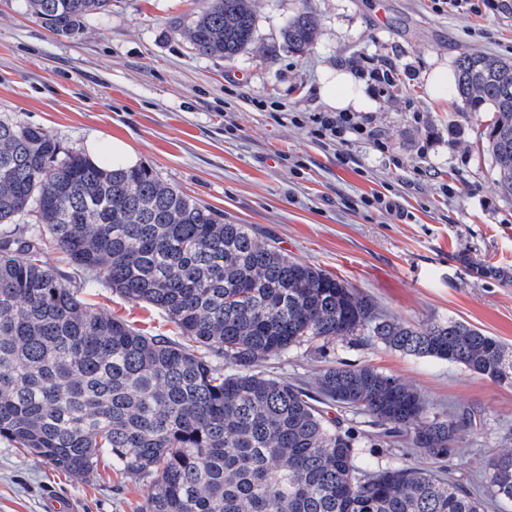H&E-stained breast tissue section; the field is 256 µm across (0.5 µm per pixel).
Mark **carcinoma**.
I'll list each match as a JSON object with an SVG mask.
<instances>
[{"label": "carcinoma", "instance_id": "1", "mask_svg": "<svg viewBox=\"0 0 512 512\" xmlns=\"http://www.w3.org/2000/svg\"><path fill=\"white\" fill-rule=\"evenodd\" d=\"M187 23L194 50L234 59L252 44V0H204ZM57 36L111 12L112 0H22ZM320 34L299 11L281 28L302 53ZM455 94L493 114L488 148L512 196V60L465 53ZM52 244L79 287L47 260ZM102 282L164 312L179 339L151 335L79 296ZM368 336L512 387V345L456 320L412 324L320 267L257 240L251 225L152 169L97 165L49 130L0 119V439L79 479L99 456L146 482L140 512H486L512 501V451L485 466L478 495L417 464L376 468L362 443L404 437L420 457L458 446L467 417L432 411L370 366L331 365L315 386L266 362L305 343ZM373 418L369 434L338 409Z\"/></svg>", "mask_w": 512, "mask_h": 512}]
</instances>
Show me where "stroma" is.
Wrapping results in <instances>:
<instances>
[{
	"mask_svg": "<svg viewBox=\"0 0 512 512\" xmlns=\"http://www.w3.org/2000/svg\"><path fill=\"white\" fill-rule=\"evenodd\" d=\"M254 42L239 57L202 58L175 26L200 0H112L106 17L60 37L0 0V115L51 130L67 148L90 134L133 146L143 166L221 214L252 225L292 258L321 267L380 311L418 324L456 319L512 343V282L475 264L512 271V197L497 186L484 131L487 112L457 97L432 101L423 73L466 52L512 57V10L483 18L435 11L433 0H253ZM321 21L306 52L280 28L302 8ZM365 83L385 148L337 147L313 134L327 111L322 72L336 65ZM393 66L396 87L375 69ZM381 195L391 209L367 205ZM104 312L173 335L158 310L99 284ZM371 366L417 389L434 411L472 425L441 463L468 489L494 456L512 449V388L465 368L366 340L271 359L274 373L313 380L332 363ZM143 482L117 474L109 456L77 479L0 441V512H45L55 494L73 512H138Z\"/></svg>",
	"mask_w": 512,
	"mask_h": 512,
	"instance_id": "stroma-1",
	"label": "stroma"
}]
</instances>
